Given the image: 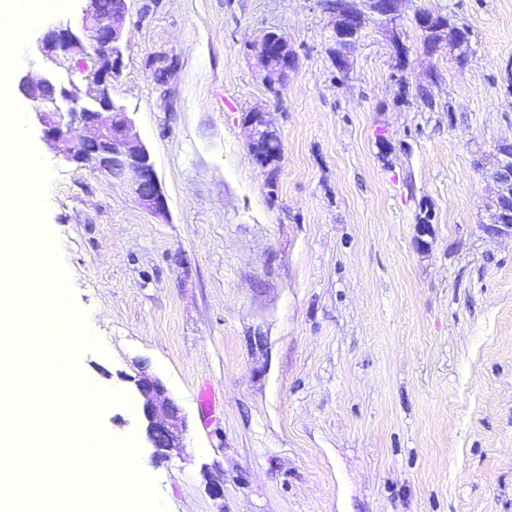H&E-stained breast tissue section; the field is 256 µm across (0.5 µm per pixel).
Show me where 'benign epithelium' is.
I'll use <instances>...</instances> for the list:
<instances>
[{
    "label": "benign epithelium",
    "mask_w": 512,
    "mask_h": 512,
    "mask_svg": "<svg viewBox=\"0 0 512 512\" xmlns=\"http://www.w3.org/2000/svg\"><path fill=\"white\" fill-rule=\"evenodd\" d=\"M76 26L48 28L37 45L50 61L79 57L93 63L89 87L83 91L73 82L50 75L35 81L27 75L15 77L19 94L28 103V113L43 127L44 138L74 140L68 159L90 164L104 176L119 182L132 179L131 191L137 204L156 217H164L168 206L150 153L123 108L112 100V79L123 65L122 39L127 15V0H90ZM397 0H336L332 8L331 32L335 44L336 67L343 69L347 57L363 37L365 13L378 15L391 32V45H400ZM265 35L254 49L264 64L266 79L274 84L284 81L295 66L296 57L288 41L279 37L275 47ZM112 113L111 123L100 124L102 113ZM274 132L265 113L253 111L247 128L250 153L254 162L269 167L258 150L260 141ZM495 163L480 166L484 181L492 185L488 205L490 233L512 234V143L495 145ZM133 391L142 400L141 424L152 456L167 457L172 448L182 447L185 419L162 381L140 369L128 378Z\"/></svg>",
    "instance_id": "7a95c632"
}]
</instances>
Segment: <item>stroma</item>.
Here are the masks:
<instances>
[{
  "mask_svg": "<svg viewBox=\"0 0 512 512\" xmlns=\"http://www.w3.org/2000/svg\"><path fill=\"white\" fill-rule=\"evenodd\" d=\"M422 9L469 29L466 67L426 53ZM399 10L404 68L371 15L341 71L324 0H127L112 98L163 218L32 126L47 224L104 346L80 371L125 394L145 368L188 421L183 449L141 451L168 512H512V235L486 232L474 166L512 140V0ZM271 30L296 55L274 85L253 50ZM51 69L88 86L33 49L18 72ZM255 109L282 140L273 174L249 152ZM102 426L143 441L140 399Z\"/></svg>",
  "mask_w": 512,
  "mask_h": 512,
  "instance_id": "stroma-1",
  "label": "stroma"
}]
</instances>
